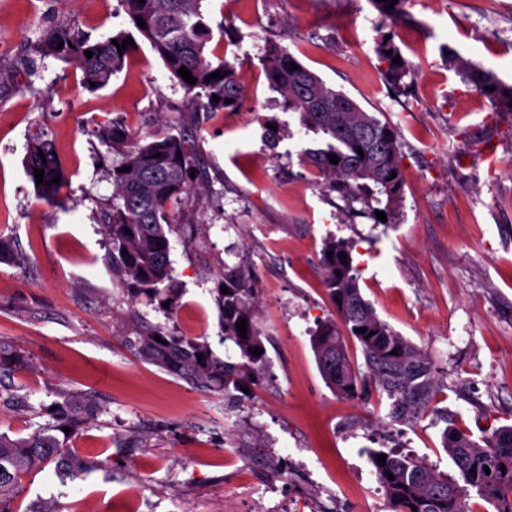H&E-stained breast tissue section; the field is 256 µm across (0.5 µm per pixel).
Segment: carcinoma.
I'll list each match as a JSON object with an SVG mask.
<instances>
[{"instance_id":"cac0c4a2","label":"carcinoma","mask_w":512,"mask_h":512,"mask_svg":"<svg viewBox=\"0 0 512 512\" xmlns=\"http://www.w3.org/2000/svg\"><path fill=\"white\" fill-rule=\"evenodd\" d=\"M203 0H121L125 13L139 35L161 58L173 76L186 67L196 83L182 82L189 95L187 111L235 110L243 104L245 88L233 64L212 61L208 47L213 28L202 11ZM384 26L395 25L404 15L405 0H371ZM393 5L390 12L384 7ZM142 18L140 27L136 18ZM131 33L115 30L93 38L69 24L57 26L38 40L34 51L40 58L69 61L82 73L85 86L95 83L97 91L107 86L123 70L126 59L137 51L117 43ZM63 47H58L59 42ZM379 51L389 62L388 75L401 81L408 73L406 61L392 63L400 55L393 39L380 40ZM93 52L88 58L85 52ZM465 82L494 106L512 107V85L502 82L490 69L474 65L456 52L448 51ZM298 69L291 70V64ZM270 88L283 98L284 108L299 114L305 132L320 137V147L303 148L300 156L312 165L349 203L362 205L361 213L376 219L375 211L393 217L399 211L405 187L401 137L395 125L365 111L345 92L326 83L288 49L275 46L262 59ZM220 71L225 77L207 80ZM493 86L489 92L486 87ZM219 96L215 102L213 96ZM363 154H358L357 149ZM181 155H176V152ZM198 142L185 122L127 146L120 167L112 169V207L105 215V234L112 246V270L126 288L150 297L162 296L176 304L174 269L169 260L168 208L189 189L188 173L197 159ZM160 157H155V154ZM339 162L333 164L329 156ZM44 170L43 183L36 184L34 170ZM25 170L39 198L55 208L62 203L61 189L69 180L66 169L52 145L41 138L27 149ZM396 177H391V174ZM60 177V182L53 179ZM131 233H126V230ZM127 254H122V251ZM332 257H327V253ZM347 259L342 260L339 254ZM321 262L324 286L336 313L350 336L361 345L366 363L378 385L400 404H407L426 391L432 380L431 362L404 337L380 319L363 298L350 247L341 240L325 241ZM228 293L219 294L224 313V340L239 351L240 361L230 363L216 357L205 342L170 336L161 327L138 330L134 346L138 357L187 380L202 391L226 394L239 391L261 370L262 356L251 350L264 348L255 327L252 306L254 285L243 272L224 273ZM247 320L246 337L236 323ZM366 332L361 333L359 329ZM161 341H156L155 337ZM311 345L320 374L332 391L352 398L358 389V375L350 363L344 337L336 323L326 321L311 336ZM397 354H392V351ZM203 355L198 359L197 355ZM28 365V359L10 345L0 342V372H14ZM97 414L95 402L86 396H69L57 404L56 424L42 427L27 437L0 433V512H18L17 501L23 480L53 463L61 483L81 480L97 467L96 462L70 452L58 434L68 427L78 431ZM444 448L461 473L460 486L430 469L425 463L393 452L385 453L386 465L370 455L379 484L384 488L389 512H470L467 489L493 504L496 512H512V426L494 430L480 441L463 431L444 437ZM490 472H484V467ZM394 479H389L388 474Z\"/></svg>"}]
</instances>
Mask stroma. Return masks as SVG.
Returning a JSON list of instances; mask_svg holds the SVG:
<instances>
[{
    "mask_svg": "<svg viewBox=\"0 0 512 512\" xmlns=\"http://www.w3.org/2000/svg\"><path fill=\"white\" fill-rule=\"evenodd\" d=\"M394 42L411 66L390 86L370 0H203L226 35L217 53L247 91L241 109L200 112V165L170 208L175 311L130 298L112 272L102 217L123 146L99 132L139 113L131 140L190 120L188 96L149 45L104 89L52 57L22 70L42 33L64 23L95 35L129 28L120 0H0V235L17 259L0 263V340L27 368L0 379V432L26 436L64 397L100 406L67 448L99 462L61 484L53 467L29 477L18 501L51 499L63 512H352L386 508L368 449L396 451L450 479L451 429L481 439L512 425V112L464 83L451 47L512 84V0H407ZM294 54L365 110L401 132L406 186L397 220H348L325 181L307 185L297 115L283 111L260 64L271 45ZM281 129L276 140L267 126ZM49 140L69 172L65 204L38 200L25 172L33 137ZM348 242L364 298L433 365V380L403 409L369 377L343 398L324 383L311 332L336 312L323 286L327 238ZM256 282L255 324L266 353L247 391L196 389L140 361L133 318L172 336L223 342L217 305L225 267Z\"/></svg>",
    "mask_w": 512,
    "mask_h": 512,
    "instance_id": "1",
    "label": "stroma"
}]
</instances>
